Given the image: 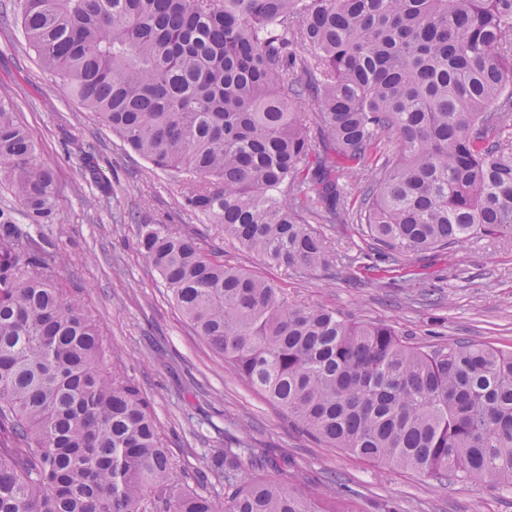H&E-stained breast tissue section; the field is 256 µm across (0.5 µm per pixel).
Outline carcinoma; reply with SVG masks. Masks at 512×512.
<instances>
[{
	"label": "carcinoma",
	"instance_id": "cac0c4a2",
	"mask_svg": "<svg viewBox=\"0 0 512 512\" xmlns=\"http://www.w3.org/2000/svg\"><path fill=\"white\" fill-rule=\"evenodd\" d=\"M66 94L192 187L184 208L268 262L335 261L317 224L348 211L351 169L394 137L357 222L397 254L512 233V0H13ZM300 100L311 111L297 112ZM323 132L320 143L312 128ZM0 99V512H325L253 448H213L183 478L138 387L104 367L93 316L46 241L58 185ZM139 251L195 333L327 448L438 482L512 488V351L424 350L386 325L288 302L221 251L143 224Z\"/></svg>",
	"mask_w": 512,
	"mask_h": 512
}]
</instances>
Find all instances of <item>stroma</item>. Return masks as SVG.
I'll list each match as a JSON object with an SVG mask.
<instances>
[{"mask_svg":"<svg viewBox=\"0 0 512 512\" xmlns=\"http://www.w3.org/2000/svg\"><path fill=\"white\" fill-rule=\"evenodd\" d=\"M0 98L39 142L59 187L56 223L41 226L67 292L98 321L115 367L147 398L166 448L186 479L216 497L224 488L195 470L203 449L240 441L287 459L288 468L248 477L288 481L335 512H512V490L442 486L323 447L290 426L197 336L138 250V227L172 224L202 236L224 261L268 278L289 302L323 306L348 321L394 328L407 342L458 341L512 351V234L447 250L378 252L360 225H321L335 265L304 275L268 263L183 208L184 180L135 154L94 113L69 98L29 49L19 25L0 27ZM108 185L102 196L100 185Z\"/></svg>","mask_w":512,"mask_h":512,"instance_id":"1","label":"stroma"}]
</instances>
